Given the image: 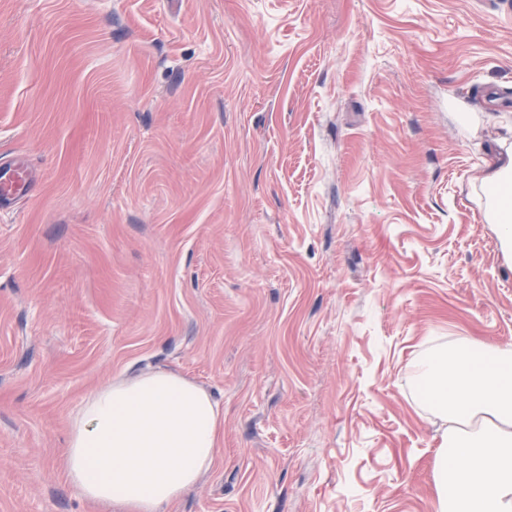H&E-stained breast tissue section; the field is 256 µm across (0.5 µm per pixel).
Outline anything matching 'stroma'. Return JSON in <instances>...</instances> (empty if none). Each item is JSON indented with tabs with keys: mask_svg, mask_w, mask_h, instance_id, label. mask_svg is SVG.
Masks as SVG:
<instances>
[{
	"mask_svg": "<svg viewBox=\"0 0 512 512\" xmlns=\"http://www.w3.org/2000/svg\"><path fill=\"white\" fill-rule=\"evenodd\" d=\"M509 135L512 0H0V512H103L70 418L156 369L224 409L166 512H432L412 363L512 346ZM485 196V217L495 224L506 260L512 259V143L500 142V149L484 159L473 178ZM26 176L30 178L29 172L25 173L18 167H0V209L9 207L15 197L28 187Z\"/></svg>",
	"mask_w": 512,
	"mask_h": 512,
	"instance_id": "obj_1",
	"label": "stroma"
}]
</instances>
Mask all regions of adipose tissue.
I'll list each match as a JSON object with an SVG mask.
<instances>
[{
    "instance_id": "obj_1",
    "label": "adipose tissue",
    "mask_w": 512,
    "mask_h": 512,
    "mask_svg": "<svg viewBox=\"0 0 512 512\" xmlns=\"http://www.w3.org/2000/svg\"><path fill=\"white\" fill-rule=\"evenodd\" d=\"M474 182L511 260V142ZM412 369L420 400L445 423L433 512H512V347L461 338ZM223 432V410L196 382L166 370L121 378L71 418L64 477L107 512H163L212 470Z\"/></svg>"
}]
</instances>
